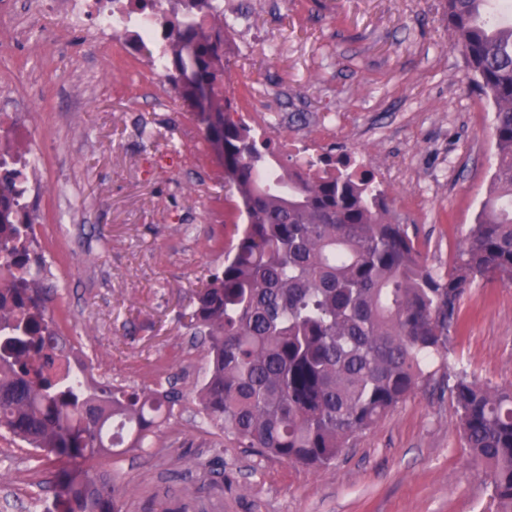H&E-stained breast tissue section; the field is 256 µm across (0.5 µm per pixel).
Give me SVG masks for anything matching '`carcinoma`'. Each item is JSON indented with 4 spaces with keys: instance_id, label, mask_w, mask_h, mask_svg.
Segmentation results:
<instances>
[{
    "instance_id": "cac0c4a2",
    "label": "carcinoma",
    "mask_w": 512,
    "mask_h": 512,
    "mask_svg": "<svg viewBox=\"0 0 512 512\" xmlns=\"http://www.w3.org/2000/svg\"><path fill=\"white\" fill-rule=\"evenodd\" d=\"M223 4L185 0L165 18V43L139 45L149 58H168L167 78L191 101L180 76L193 47L210 91L197 117L242 203L237 241L189 314L208 360L197 399L238 447L318 470L431 377L476 279L512 281V0H445L453 47L494 104L498 158L476 224L443 276L391 216L371 172L330 155H289L284 164L270 140L235 118L215 92L224 40L194 12L201 6L227 26ZM20 177L0 161V262L9 270L0 280V430L83 460L62 472L57 512H119L112 473L91 462L126 441L153 447L179 397L160 382L70 378L74 346L45 314V262L34 255ZM448 381L496 512H512V384H482L464 371Z\"/></svg>"
}]
</instances>
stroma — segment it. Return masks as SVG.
<instances>
[{
    "instance_id": "obj_1",
    "label": "stroma",
    "mask_w": 512,
    "mask_h": 512,
    "mask_svg": "<svg viewBox=\"0 0 512 512\" xmlns=\"http://www.w3.org/2000/svg\"><path fill=\"white\" fill-rule=\"evenodd\" d=\"M445 0H225V98L302 155L362 160L393 216L446 273L494 172V107L453 47ZM0 0V148L36 147L25 196L50 273L46 313L96 382H172L152 448L99 459L121 512H489L448 391L512 384V284L476 280L434 375L315 471L238 447L199 412L205 351L183 313L240 223L194 109L120 48ZM70 458L0 433V512H43Z\"/></svg>"
}]
</instances>
